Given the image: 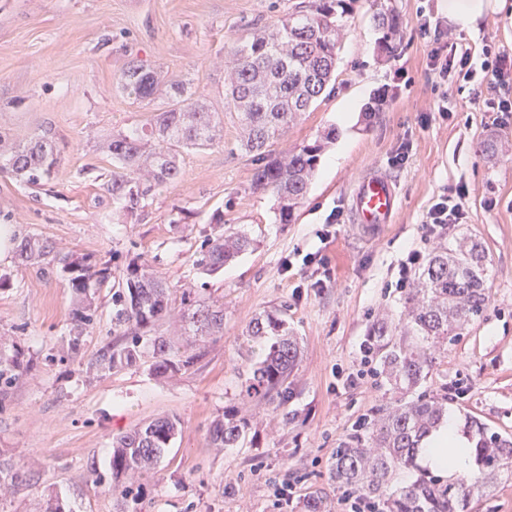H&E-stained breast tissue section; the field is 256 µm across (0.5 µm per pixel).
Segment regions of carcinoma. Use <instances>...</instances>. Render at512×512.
Returning a JSON list of instances; mask_svg holds the SVG:
<instances>
[{"label": "carcinoma", "mask_w": 512, "mask_h": 512, "mask_svg": "<svg viewBox=\"0 0 512 512\" xmlns=\"http://www.w3.org/2000/svg\"><path fill=\"white\" fill-rule=\"evenodd\" d=\"M349 0H311L306 10L292 12L271 30L238 45L233 65L225 77V105L236 113L245 150L262 155L284 130L309 111L330 84ZM381 41L387 54L397 51L403 36L402 21L393 9L377 12ZM121 91L135 103L161 95L167 108L140 128L112 135L106 151L117 163L103 189L129 213L142 207L151 192L176 181L181 173L183 149L220 142V121L207 112L197 92L182 84L166 85L157 69L130 63L119 80ZM322 145L315 142L295 147L281 159L257 168L252 184L277 198L279 221L290 224L304 199L315 171ZM60 161L56 135L44 128L23 145H10L0 137V173L31 185L49 178ZM251 246L240 233L220 234L208 240L196 265L214 272L224 268ZM23 262L64 263L77 269L69 287L83 294L91 281L106 282L111 272L85 258L76 263L61 256L54 245L34 237L18 247ZM416 286L406 292V322L400 327L411 340L396 342L392 328L382 323L368 340L378 358L376 374L397 389L420 386L432 366L435 352L459 336L462 325L485 310L486 256L480 245L463 244L437 249L416 273ZM116 320L132 327L131 344L111 349L95 360V367L112 370L137 362L140 331L149 329L170 310L169 288L145 265H134L122 281ZM92 303L84 305L70 331L69 348L76 353L81 337L93 321ZM191 323L200 336H215L224 330V310L197 304ZM251 341L266 336L273 340L253 370L246 392L265 399L279 390L296 366L300 348L287 320L265 312L254 317L246 330ZM157 361L153 370L161 375L190 366L193 355L170 350L159 337L153 341ZM28 370L18 356L0 355V381L10 383ZM448 414V396L424 390L408 401L386 408L378 419L360 426V431L336 449L332 479L338 488L370 503L375 512H468L470 501L490 491L504 468H512V441L485 427H477V441L470 449L476 472L470 476L440 477L419 468L422 440ZM174 417L152 420L112 441L110 470L113 490L123 500L137 502L143 492L141 480L153 473L178 431ZM247 423L233 416L214 422L210 438L219 447L234 448L244 438ZM399 471L413 474L403 486L392 487ZM30 486L24 473L0 463V488Z\"/></svg>", "instance_id": "cac0c4a2"}]
</instances>
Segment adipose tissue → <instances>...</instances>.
Returning a JSON list of instances; mask_svg holds the SVG:
<instances>
[{
	"instance_id": "obj_1",
	"label": "adipose tissue",
	"mask_w": 512,
	"mask_h": 512,
	"mask_svg": "<svg viewBox=\"0 0 512 512\" xmlns=\"http://www.w3.org/2000/svg\"><path fill=\"white\" fill-rule=\"evenodd\" d=\"M470 446V439L460 432L456 419L451 417L425 440L419 461L439 475H468L473 469Z\"/></svg>"
}]
</instances>
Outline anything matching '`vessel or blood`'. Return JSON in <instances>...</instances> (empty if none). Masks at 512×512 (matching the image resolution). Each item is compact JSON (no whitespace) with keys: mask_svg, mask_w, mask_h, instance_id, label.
Returning <instances> with one entry per match:
<instances>
[{"mask_svg":"<svg viewBox=\"0 0 512 512\" xmlns=\"http://www.w3.org/2000/svg\"><path fill=\"white\" fill-rule=\"evenodd\" d=\"M399 205V190L385 174L374 172L362 176L350 197L353 223L380 227L389 223Z\"/></svg>","mask_w":512,"mask_h":512,"instance_id":"vessel-or-blood-1","label":"vessel or blood"}]
</instances>
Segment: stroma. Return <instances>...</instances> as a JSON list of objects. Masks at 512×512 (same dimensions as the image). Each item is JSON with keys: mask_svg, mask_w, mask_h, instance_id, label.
Returning <instances> with one entry per match:
<instances>
[{"mask_svg": "<svg viewBox=\"0 0 512 512\" xmlns=\"http://www.w3.org/2000/svg\"><path fill=\"white\" fill-rule=\"evenodd\" d=\"M308 0H0V137L24 144L52 128L61 159L38 185L0 174V224L19 237L51 241L63 255L87 256L111 277L94 290V320L78 353L68 349L78 298L61 264L0 263V353L19 354L29 370L0 385V461L23 468L32 488L0 494V512H38L47 494L65 512H124L112 493L113 437L162 416L182 428L156 475L144 478L137 512H301L318 493L344 512L331 478L341 442L360 420H374L395 399L378 377L346 386L373 327L400 323L404 295L390 286L408 252L475 240L488 267L486 309L442 347L423 383L448 398L462 432L485 426L512 438V118L470 103L480 83L444 84L427 68L434 39L512 52V20L490 13L477 30L448 19V0H353L334 77L310 112L274 144L273 156L330 136L292 223L278 219L272 193L253 190L265 156L240 147L234 113L224 109L230 50L304 9ZM403 20L395 55L377 51L375 15ZM437 31L421 35L420 16ZM134 61L202 94L224 115L223 142L185 150L181 177L156 189L129 214L102 188L113 170L101 142L150 121L165 99L137 104L117 87ZM403 80H395L396 70ZM448 118L437 112L440 102ZM494 141L495 152L483 149ZM411 150L392 165L401 143ZM380 169L401 191L393 223L354 224L349 196L363 174ZM464 186L466 217L435 238L423 221L437 197ZM242 233L252 248L224 269L193 266L208 238ZM315 262H306L307 254ZM148 264L171 292V310L151 333L194 363L158 375L154 357L111 371L88 362L130 338L115 321V294L128 267ZM330 273L324 288L314 285ZM191 301L224 309L219 336L191 335ZM263 312L281 313L301 356L279 394L247 396L260 358L245 329ZM232 413L249 428L238 447L216 448L211 423ZM290 484L287 504L276 488Z\"/></svg>", "mask_w": 512, "mask_h": 512, "instance_id": "1", "label": "stroma"}]
</instances>
